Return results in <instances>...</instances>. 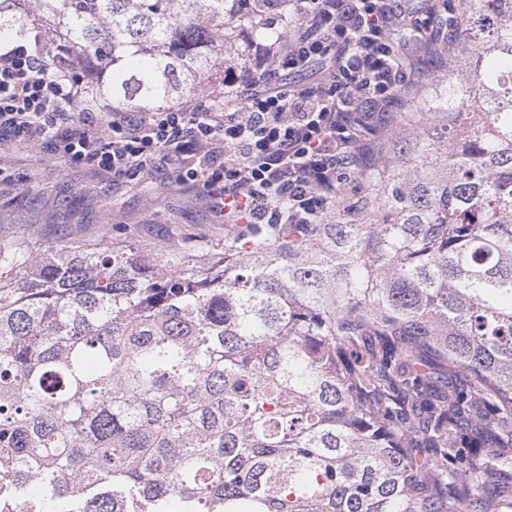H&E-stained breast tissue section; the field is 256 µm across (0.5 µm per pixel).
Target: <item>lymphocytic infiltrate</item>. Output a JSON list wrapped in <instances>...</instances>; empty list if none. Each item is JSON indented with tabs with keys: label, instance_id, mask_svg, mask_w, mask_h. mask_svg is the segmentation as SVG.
<instances>
[{
	"label": "lymphocytic infiltrate",
	"instance_id": "obj_1",
	"mask_svg": "<svg viewBox=\"0 0 512 512\" xmlns=\"http://www.w3.org/2000/svg\"><path fill=\"white\" fill-rule=\"evenodd\" d=\"M440 12L411 0H289L287 37L231 68L224 94L109 118L84 105L81 75L20 36L0 42V143L49 146L116 182L174 159L176 183L198 189L217 223L318 224L416 83L399 34L428 44ZM312 67V86L274 79Z\"/></svg>",
	"mask_w": 512,
	"mask_h": 512
}]
</instances>
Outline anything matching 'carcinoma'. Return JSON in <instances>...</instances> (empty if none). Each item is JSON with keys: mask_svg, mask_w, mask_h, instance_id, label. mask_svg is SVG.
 <instances>
[{"mask_svg": "<svg viewBox=\"0 0 512 512\" xmlns=\"http://www.w3.org/2000/svg\"><path fill=\"white\" fill-rule=\"evenodd\" d=\"M240 2L0 0V39L159 110L238 64ZM452 11L356 210L0 245V512L512 509V0Z\"/></svg>", "mask_w": 512, "mask_h": 512, "instance_id": "1", "label": "carcinoma"}]
</instances>
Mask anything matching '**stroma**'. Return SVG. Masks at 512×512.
<instances>
[{
    "label": "stroma",
    "mask_w": 512,
    "mask_h": 512,
    "mask_svg": "<svg viewBox=\"0 0 512 512\" xmlns=\"http://www.w3.org/2000/svg\"><path fill=\"white\" fill-rule=\"evenodd\" d=\"M167 164L143 178L113 185L84 164H71L44 148L0 146V243L67 245L122 238L135 245L222 240L206 200L174 186Z\"/></svg>",
    "instance_id": "stroma-1"
}]
</instances>
